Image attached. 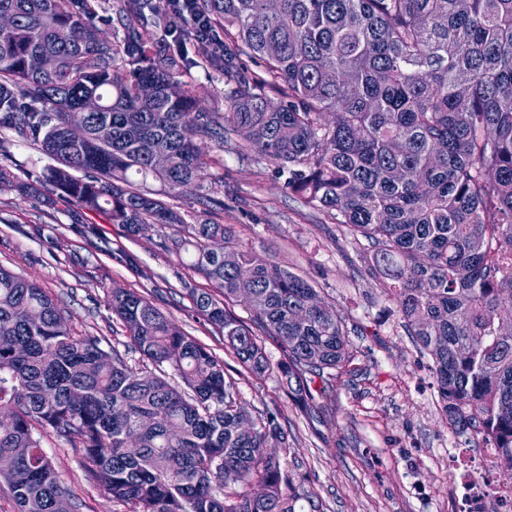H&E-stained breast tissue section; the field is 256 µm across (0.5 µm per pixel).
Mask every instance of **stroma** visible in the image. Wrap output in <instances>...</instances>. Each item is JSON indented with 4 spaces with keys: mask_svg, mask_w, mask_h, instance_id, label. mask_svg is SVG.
<instances>
[{
    "mask_svg": "<svg viewBox=\"0 0 512 512\" xmlns=\"http://www.w3.org/2000/svg\"><path fill=\"white\" fill-rule=\"evenodd\" d=\"M206 152L224 160V183L214 193L224 205L211 219L234 225L243 243L293 268L345 318L352 359L336 378H313L309 396L286 391L277 370L283 353L272 338L264 340L270 371L258 376L239 362L193 300L215 293L214 284L182 254L160 248L158 227L133 237L101 212L76 224L57 192L0 190V266L40 284L74 335L117 349L133 368L143 362L105 304L115 288L151 301L223 360L240 403L278 415L287 442L276 453L300 493L295 512H460L461 479L484 449L476 436L449 425L431 359L407 335L396 302L374 287L359 245L303 206L274 164L241 155L231 143ZM34 434L77 512H128L91 480L66 439L48 428ZM452 448L460 449L459 461H449Z\"/></svg>",
    "mask_w": 512,
    "mask_h": 512,
    "instance_id": "1",
    "label": "stroma"
}]
</instances>
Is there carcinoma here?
Here are the masks:
<instances>
[{
	"label": "carcinoma",
	"mask_w": 512,
	"mask_h": 512,
	"mask_svg": "<svg viewBox=\"0 0 512 512\" xmlns=\"http://www.w3.org/2000/svg\"><path fill=\"white\" fill-rule=\"evenodd\" d=\"M98 8L0 0V128L52 160L22 193L51 184L132 235L170 230L160 247L215 284L221 298L194 301L240 363L270 370L258 328L284 354L287 389L308 395L307 376L345 371L349 331L303 277L208 220L224 201L204 186L218 160L198 142L238 137L288 173L304 206L368 242L360 257L431 357L448 424L512 458V0H280L271 15L265 0H117L114 41L101 38ZM42 55L58 66L36 68ZM200 66L224 79L225 111L201 107L181 80ZM271 91L286 98L276 109ZM88 96L99 110L71 141L70 113ZM16 180L0 140V186ZM152 181L196 188L195 223ZM245 277L248 323L225 308ZM107 302L157 372L73 335L44 288L0 267V478L19 512H75L36 425L71 439L129 512H294L298 496L265 451L286 442L277 416L237 403L224 362L146 298L114 289Z\"/></svg>",
	"instance_id": "cac0c4a2"
}]
</instances>
